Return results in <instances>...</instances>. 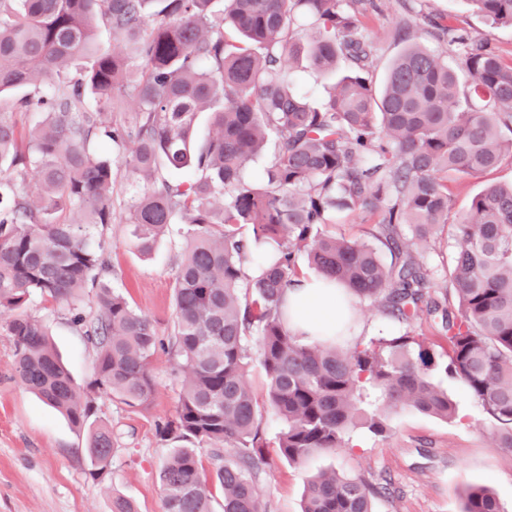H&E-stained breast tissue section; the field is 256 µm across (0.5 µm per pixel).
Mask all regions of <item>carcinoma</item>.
I'll return each instance as SVG.
<instances>
[{"mask_svg": "<svg viewBox=\"0 0 512 512\" xmlns=\"http://www.w3.org/2000/svg\"><path fill=\"white\" fill-rule=\"evenodd\" d=\"M0 0V96L42 86L14 103L39 115L32 127L0 114V313L14 348L17 383L88 429L90 473L110 464L114 432L97 420L99 396L147 405L151 361L167 346L182 373L173 419L158 426L183 446L164 461L163 512H212V485L200 451L223 464L215 486L223 512H267L260 473L263 414L248 377L258 335L267 405L281 422L278 456L301 463L341 448L361 425L388 429L387 413L413 408L455 415L431 374L464 384L499 425L512 450V183L477 193L457 227L445 289L457 309L430 295L433 272L411 242L448 223V182L478 177L512 160V65L487 42L442 29L457 46L450 60L405 33L407 47L373 81V46L361 34L367 0ZM492 27L512 28V0H468ZM303 16L318 29L305 45L291 28ZM112 48L96 41L98 22ZM137 44L138 109L126 124L102 121L123 88L124 42ZM317 72L341 70L325 102L312 105L290 86L284 56ZM85 64L72 70L77 59ZM98 109L90 111L85 99ZM212 114L214 135L193 140L196 116ZM275 137L259 184L247 165ZM106 138L145 188L126 205L131 245L151 256L171 235L186 240L174 279L169 339L103 281L112 265L98 231L112 223L114 162L93 152ZM32 196L18 190L29 170ZM338 211L379 214L366 239L323 227ZM248 226L251 235L240 228ZM391 253L386 265L380 248ZM305 254L322 276L360 301L380 302L399 321L421 310L439 319L448 349L403 334L364 344L304 342L282 319L286 291ZM96 289V314L82 311ZM68 308L96 353L94 376L79 385L43 324L20 312L32 297ZM236 458H224V450ZM381 493L360 477L325 471L306 488L301 512H373ZM461 512H505L486 485L464 492Z\"/></svg>", "mask_w": 512, "mask_h": 512, "instance_id": "cac0c4a2", "label": "carcinoma"}]
</instances>
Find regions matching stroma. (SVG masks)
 Wrapping results in <instances>:
<instances>
[{
    "label": "stroma",
    "instance_id": "35a3bbf8",
    "mask_svg": "<svg viewBox=\"0 0 512 512\" xmlns=\"http://www.w3.org/2000/svg\"><path fill=\"white\" fill-rule=\"evenodd\" d=\"M359 20L362 34L375 47L373 76L378 82L404 47L395 38V28L403 20L425 32V43L432 49L448 48L430 34L437 22L470 39L489 41L504 63H512V29L491 27L467 0H374L373 9ZM116 169L113 219L103 233L112 283L152 320L159 335L166 336L173 326L172 286L184 241L163 240L149 258L130 246L123 219L136 185L124 163H117ZM511 181L512 162L507 161L480 177L449 182L448 227L440 229L434 240L414 247L419 260L435 274L433 297L441 296L452 264L454 223L485 185ZM26 311L43 321L75 380L89 381L94 351L71 324L67 309L36 297ZM356 311L364 324L363 340L407 333L430 343L442 341L427 313L405 323L367 301L357 303ZM12 362L13 344L0 330V512H112L118 496L133 501L138 512H163L158 473L174 443L161 439L157 425L173 417L180 390V375L168 354L160 350L152 358L155 394L146 408L131 409L108 397L98 398L99 420L117 435L111 465L99 479L89 473L85 431L22 389L13 377ZM433 380L455 402V418L446 421L406 408L390 414L389 432L354 430L345 447L301 464L278 459L280 425L265 423V454L274 461L262 476L269 512H300L306 481L321 469L388 486V494L374 498V512H461L465 488L485 484L493 488L506 512H512V451L498 447L494 421L459 381L441 373Z\"/></svg>",
    "mask_w": 512,
    "mask_h": 512
}]
</instances>
